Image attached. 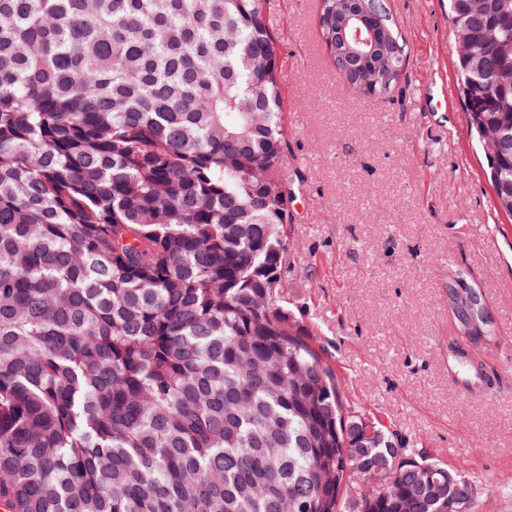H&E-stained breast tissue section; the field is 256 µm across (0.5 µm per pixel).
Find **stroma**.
Returning a JSON list of instances; mask_svg holds the SVG:
<instances>
[{
  "instance_id": "1",
  "label": "stroma",
  "mask_w": 512,
  "mask_h": 512,
  "mask_svg": "<svg viewBox=\"0 0 512 512\" xmlns=\"http://www.w3.org/2000/svg\"><path fill=\"white\" fill-rule=\"evenodd\" d=\"M387 5L408 57L375 98L337 78L318 0H267L295 182L281 293L347 407L464 473L479 512H512V217L495 207L467 122L448 0ZM452 269L479 288L501 336L480 384L448 357Z\"/></svg>"
}]
</instances>
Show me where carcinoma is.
Instances as JSON below:
<instances>
[{
  "label": "carcinoma",
  "instance_id": "carcinoma-1",
  "mask_svg": "<svg viewBox=\"0 0 512 512\" xmlns=\"http://www.w3.org/2000/svg\"><path fill=\"white\" fill-rule=\"evenodd\" d=\"M448 2L512 216V0ZM266 3L0 0L4 512H478L466 476L344 407L281 304L294 189ZM319 26L342 80L394 90L385 0H319ZM446 292L453 363L480 380L494 321L460 272Z\"/></svg>",
  "mask_w": 512,
  "mask_h": 512
}]
</instances>
